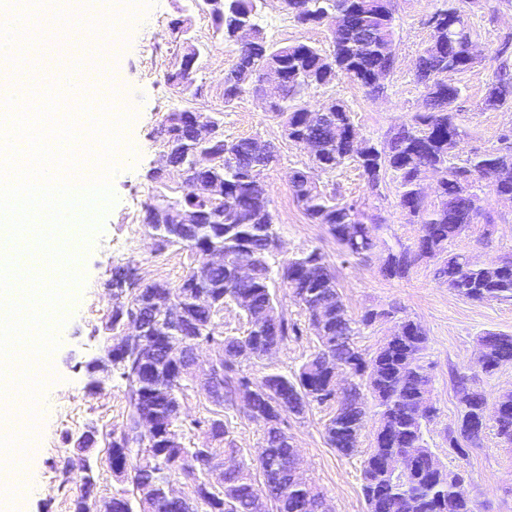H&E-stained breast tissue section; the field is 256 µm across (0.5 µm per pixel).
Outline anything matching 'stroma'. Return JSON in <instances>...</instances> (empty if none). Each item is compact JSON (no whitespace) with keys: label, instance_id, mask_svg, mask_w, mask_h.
<instances>
[{"label":"stroma","instance_id":"35a3bbf8","mask_svg":"<svg viewBox=\"0 0 512 512\" xmlns=\"http://www.w3.org/2000/svg\"><path fill=\"white\" fill-rule=\"evenodd\" d=\"M392 4L396 64L385 81L383 97H368L358 85L345 80L311 89L306 97L312 110L329 100L343 102L359 138L379 147L385 145L392 128L424 109V90L416 81L415 63L430 40L427 20L437 0H392ZM128 5L127 49L118 69L132 117L129 135L135 142V155L123 179L113 184L116 201L82 256L83 282L72 291L66 319L60 326L65 342L49 367L39 412L33 418L37 442L14 457L16 466L32 472L31 483L18 496L16 512H71L51 469L52 461L66 453L63 433L67 425L57 416V409L63 404L74 408L78 426L96 424L101 436L89 455L90 470L74 466L72 481L79 484L85 475H93L99 494L105 497L111 496L116 486L104 438L126 422L124 388L112 377L102 388L90 390L86 364L99 356L100 340L106 334L103 319L113 305L109 281L114 267L130 265L144 281L176 284L200 261L198 255L176 246L156 250L148 228L142 224L143 208L149 198L159 193L178 196L183 192L177 174L158 181L150 178L151 172L162 165L160 127L169 112L183 108L220 117L225 137H258L276 144L277 158L264 171L262 181L279 228L283 256L319 247L336 272L342 300L352 316L371 307L395 306L401 316L423 326L428 343L422 362L428 368L431 397L438 409L437 417L424 429L425 443L445 467L467 471L466 493L475 512H512V447L501 443L490 427L481 447L470 449L468 457L462 459L449 451L447 438L448 427L459 411L453 388L455 374H466L473 387L491 396L512 390V365L488 375L476 364L479 336L487 331L512 335V302H473L456 295L435 279V263L430 259L416 264L406 279L382 276L380 266L388 249L412 244L419 234L418 225L411 223L398 205L400 188L395 174L390 172L382 177L375 191L367 187L353 165H342L330 174V181L338 185L345 200L357 201L360 209L378 216L385 226L368 260L343 261L326 225L311 223L292 193V171L311 165L307 151L288 140L282 125L266 117L255 100L225 104L223 78L233 63V54L216 37L210 15L194 11L190 0H129ZM261 14L266 33L273 41H303L322 47L329 44L326 27L290 22L280 0H262ZM467 14L472 39L482 57L472 68L452 74L451 79L462 90L455 110L466 133L463 151L470 154L489 147L501 129L512 126V106L493 111L479 108L501 63L496 50L503 39L512 38V0H472ZM179 21L189 26L192 40L201 51V66L194 78L203 93L196 99L180 94L167 79L182 51L171 37V28ZM478 194L482 209L491 212L495 221L471 225L454 243V251L469 255L477 263L512 255V203L499 200L486 182ZM132 223L138 225L139 235L135 245L128 248L123 240ZM314 345V336L308 335L272 357L244 361L242 369L255 379L272 368L290 374L299 369ZM329 416V410L315 407L303 418L288 421L304 476L324 493L330 512H367L361 463L372 444L377 418L372 413L367 415L358 454L345 457L326 441L325 423ZM224 420L240 450V459H253L263 444V425L231 408L225 410Z\"/></svg>","mask_w":512,"mask_h":512}]
</instances>
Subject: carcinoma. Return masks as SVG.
I'll return each instance as SVG.
<instances>
[{"instance_id":"1","label":"carcinoma","mask_w":512,"mask_h":512,"mask_svg":"<svg viewBox=\"0 0 512 512\" xmlns=\"http://www.w3.org/2000/svg\"><path fill=\"white\" fill-rule=\"evenodd\" d=\"M259 0H224L221 12L211 15L215 30L231 47L235 55L232 67L224 72V100L240 102L248 97L256 99L269 117L279 120L288 114V139L294 143L310 135L323 144L318 159L320 172L330 174L349 162L357 165L370 190L379 188L381 170H390L399 179V206L410 221L420 225V234L414 244L391 251L395 270L383 273L389 280H402L413 267L433 253L443 255L435 270L437 280L448 289L470 301H512V260L505 257L500 263L468 265L462 254L448 250L460 237L463 225L475 224L478 219L493 223L488 213L472 214L465 197L466 184L493 181L498 172L512 174V128L502 130L494 144L462 159L457 147L448 143V137L463 139L464 130L457 122V113L448 111V91L458 87L448 82L451 73L466 70L465 56L470 45L471 31L464 6L456 0H439L433 14L445 18L444 28L431 33L425 63L415 70L417 82L424 92L435 95V101L426 112H417L395 127L389 136L388 147L378 154L362 159L357 156L345 136L352 127L349 112L339 106L338 126L330 128L312 123L308 118L305 95L312 87H322L338 78L346 79L370 95L383 90V85H372L378 73L387 77L394 68L390 55L394 37L392 5L381 0H288V16L301 25L322 24L330 32L329 49L296 42L278 44L268 39L261 16ZM241 24L254 28V38L246 46L233 43L231 33ZM365 31L371 40L362 47L355 45V35ZM282 69L288 86L278 95V102L268 105L259 95V86L266 70ZM200 67L195 61L192 71L182 70V58H177L169 80L181 93L196 98L202 87L195 84L194 74ZM512 88V69L501 64L482 99L484 110H498L512 105V96H502V88ZM215 132L197 151L208 155V168L201 172L190 167V156L183 146L195 139L191 122L177 123V113L170 112L161 128L166 165L182 172L184 192L179 197L156 195L144 206L143 223L159 242V249L180 246L203 256L219 253L218 263L203 262L177 285L164 281L143 283L130 268H119L112 273V287L126 296L123 315L106 318V327L115 335L121 334L131 317H146L150 326L144 332L151 336L194 343H210L224 352L223 405L243 412L258 422L260 417L277 410L278 396L292 389L306 399L304 410L314 406L327 407L332 415L325 425L328 443L343 456H352L358 450L367 411L363 404L365 393L376 403L379 421L388 431L376 433L373 445L363 460L362 493L367 512H474L473 502L457 497L453 483H433L428 480L426 468L432 450L425 445L423 429L437 415V408L429 412L409 429V419L419 398L431 391V377L421 363V354L428 342L423 327L410 320H401L403 336L384 342L369 358L360 352L354 342L361 328L374 324L393 311L367 308L358 318L352 317L338 292L336 275L325 254L318 247L296 253L274 267L270 263L273 249L270 241L279 237L270 199L249 190L255 173L251 165L250 149L253 138H226L220 129V119L213 118ZM439 167L443 171L441 200L432 204L421 198L423 175ZM224 184V197H214L208 184ZM297 203L314 224H324L340 246L344 260H367L377 247L381 224L365 222L356 202L340 199L336 185L313 183L311 192L302 194L296 183H291ZM185 207L197 213L193 224H176L174 211ZM250 265L255 269L252 282L242 283L235 278L237 268ZM281 283L291 297L303 306L304 296L328 288L334 294L332 310L326 319L325 336L316 338V348L297 372L287 375L272 370L260 381H253L241 369L244 358H260L269 337L268 331L250 320V310L271 308L279 316V330L275 339L280 346L297 342L307 335L308 327L288 317L279 309L273 292L275 283ZM181 305L188 313L190 327L182 331L162 319L165 309ZM238 308L245 319L246 330L241 335L218 331V319L224 308ZM341 338L343 350L339 360L347 363L345 370L353 380L356 404L345 405L330 385L327 372L321 370V359L336 353V338ZM138 337L130 338L115 372L125 388L129 412L125 426L109 433L108 451L112 452V471L122 475L121 488L112 494V512H145L141 492L146 486H162L173 477L182 478L190 487V494L178 501H165L154 512H252L251 505L262 482L256 473L265 474L293 453V437L287 426L281 430H265L266 455L260 460L244 464L240 469L224 474V486L210 488L204 473L210 459L224 452H239L232 446L230 431L224 420L216 416L192 417L180 413V395L190 385L186 362L172 357L167 344H162L158 360L149 365L140 362L137 352ZM480 345L488 350L485 373L493 374L512 364V335L488 331L479 337ZM454 391L459 403L458 417L490 400L484 392L473 389L468 380L454 377ZM149 418L159 429L183 435H203L228 444V449L205 448L180 443L176 448H163L157 435L140 429L141 420ZM496 435L506 444H512V407L493 424ZM483 436L464 431L459 423L448 427V448L464 457L467 449L477 448ZM406 448H420L422 455L405 473L386 470L387 457ZM58 491L71 504L80 505L72 512H88L97 495L96 482L73 483L64 461L52 464ZM320 492L307 485L288 484L282 494L272 501L275 512H301L304 501H312Z\"/></svg>"}]
</instances>
